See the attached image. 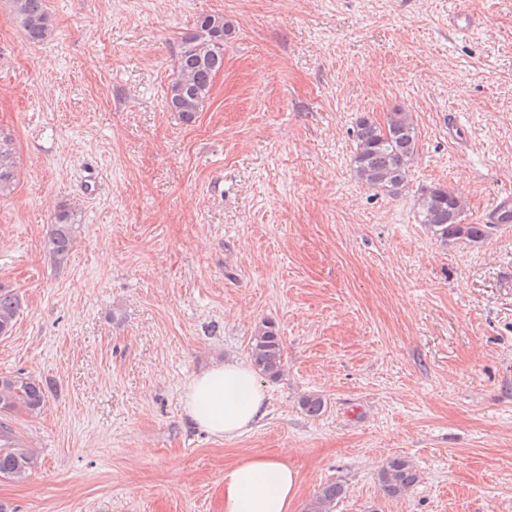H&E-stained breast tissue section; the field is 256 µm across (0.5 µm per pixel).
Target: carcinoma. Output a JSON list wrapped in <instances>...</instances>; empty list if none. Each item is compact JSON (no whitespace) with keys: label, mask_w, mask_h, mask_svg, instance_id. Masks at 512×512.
<instances>
[{"label":"carcinoma","mask_w":512,"mask_h":512,"mask_svg":"<svg viewBox=\"0 0 512 512\" xmlns=\"http://www.w3.org/2000/svg\"><path fill=\"white\" fill-rule=\"evenodd\" d=\"M14 15L32 43L45 41L52 33V19L44 0H8ZM229 25L224 16L205 15L197 20L194 32L181 43L177 74L167 93V108L190 123L203 111L218 73L224 69V36ZM356 148L353 171L357 180L367 187L388 194H396L408 182L410 167L417 152V132L412 114L395 108L385 114L384 122L362 115L355 122ZM18 180L17 161L12 138L0 132V197H8ZM416 214L421 224L443 241L450 238L478 242L487 234L488 224H463L461 217L466 201L457 193L443 187L421 190L415 200ZM75 220L71 208L63 205L54 216L46 242L49 254L58 265L66 263L74 242ZM21 301L13 290L0 286V336L12 333ZM255 370L269 380L284 373L285 358L281 336L274 326L259 325L250 338L248 349ZM45 391L30 376L21 373L0 376V412L22 407L31 414L41 412ZM302 410L318 416L324 400L318 394L301 398ZM14 431L0 421V478L16 481L28 479L38 467L37 456L19 444H10ZM421 476L411 461L395 457L378 472V483L383 497L398 500L405 497L419 482ZM347 489L340 482L321 487L306 505L304 512H334Z\"/></svg>","instance_id":"cac0c4a2"}]
</instances>
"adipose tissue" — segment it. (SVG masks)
I'll list each match as a JSON object with an SVG mask.
<instances>
[{
	"label": "adipose tissue",
	"instance_id": "ef3b65f1",
	"mask_svg": "<svg viewBox=\"0 0 512 512\" xmlns=\"http://www.w3.org/2000/svg\"><path fill=\"white\" fill-rule=\"evenodd\" d=\"M267 393L251 365L227 359L194 376L183 408L213 436L241 437L266 415ZM298 473L282 455H249L224 471V512H290Z\"/></svg>",
	"mask_w": 512,
	"mask_h": 512
}]
</instances>
